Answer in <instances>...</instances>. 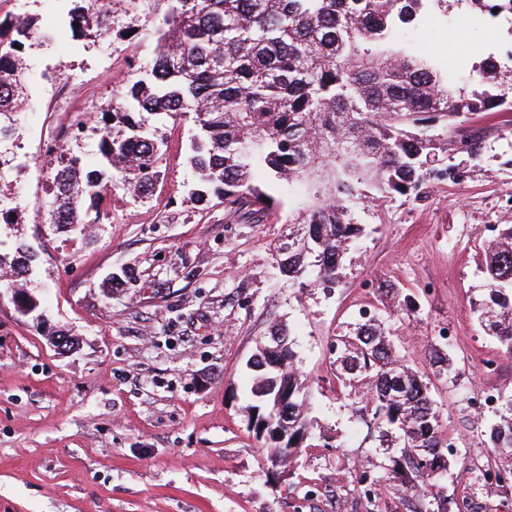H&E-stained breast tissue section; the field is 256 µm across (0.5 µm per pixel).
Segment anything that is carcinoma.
<instances>
[{
  "mask_svg": "<svg viewBox=\"0 0 512 512\" xmlns=\"http://www.w3.org/2000/svg\"><path fill=\"white\" fill-rule=\"evenodd\" d=\"M446 0H163L151 64L125 80L103 111L98 150L109 169H83L63 153L54 177L49 223L97 224L110 177L135 194L157 180L164 137L160 126L192 117L196 133L189 162L197 175L191 195L217 198L241 224L280 215L285 198L302 191L288 210V261L280 273L298 281L314 266L325 283L336 280L349 244L362 228L356 207L392 194L419 195L451 168L428 166L450 149L477 159L482 129L464 118L512 108L501 90L484 83L452 86L455 66L421 57L398 38L402 25ZM81 37H101L112 16L98 0L68 11ZM37 34L27 14L0 18V147L16 140V119L28 97L25 45ZM485 294L474 304L478 326L512 353V227L484 247ZM35 255L16 248L12 272L26 274ZM340 394L372 425L386 449L384 472L355 481L360 499L379 512L380 486L389 481L414 492L406 512H452L457 502L434 491L448 481V437L422 377L400 360L378 325H358L336 337ZM281 366L259 348L253 372L248 428L269 459L293 461L311 436L305 386L289 344ZM436 374L452 370L448 354L430 350ZM489 447L512 452V395L488 430Z\"/></svg>",
  "mask_w": 512,
  "mask_h": 512,
  "instance_id": "1",
  "label": "carcinoma"
}]
</instances>
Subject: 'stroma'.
Masks as SVG:
<instances>
[{
  "mask_svg": "<svg viewBox=\"0 0 512 512\" xmlns=\"http://www.w3.org/2000/svg\"><path fill=\"white\" fill-rule=\"evenodd\" d=\"M71 0H0V16L35 18L47 41L25 50L29 98L6 178L19 207L0 223V257L18 244L34 251L26 292L40 308L18 311L0 288V512H336L357 503L352 470H381L372 430L337 395L336 335L371 310L406 365L428 383L441 423L458 451L444 492L482 501L472 482L484 463L512 468V454L489 448L497 409L470 407L484 384L483 358L501 370L493 384L512 393V355L478 327L471 308L483 295L487 224H512V130L498 114L472 117L485 130L479 161L442 154L457 181L433 182L418 198L395 196L359 206L363 228L335 282L316 275L291 282L279 271L288 225L235 224L224 207L190 198L192 120L167 127L168 150L152 189L135 195L112 184L101 223L62 232L47 222L58 165L40 132L58 80L79 81V112L64 141L83 164L99 162L102 107L133 68L155 55V0H112L108 36L73 35ZM428 58L460 61L457 86L487 55L512 87V24L482 14L470 0H448L413 30ZM290 336L307 386L312 447L296 478L322 479L327 493L296 508L299 488L268 474L267 450L247 429V362L273 327ZM447 340L454 376L435 374L432 343ZM74 335L59 351L56 331Z\"/></svg>",
  "mask_w": 512,
  "mask_h": 512,
  "instance_id": "stroma-1",
  "label": "stroma"
}]
</instances>
